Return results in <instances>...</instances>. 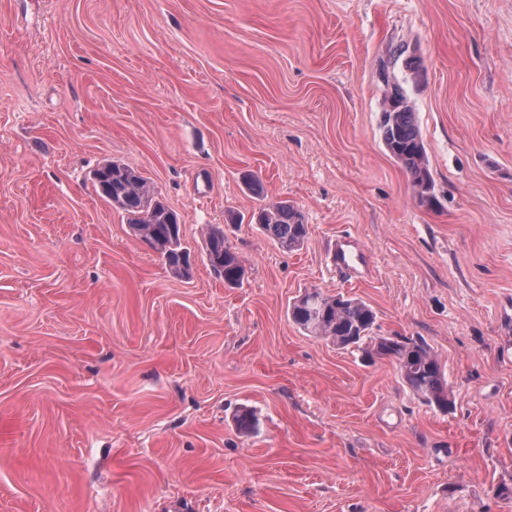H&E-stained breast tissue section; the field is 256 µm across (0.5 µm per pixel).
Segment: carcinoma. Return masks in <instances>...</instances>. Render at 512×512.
<instances>
[{"label": "carcinoma", "instance_id": "cac0c4a2", "mask_svg": "<svg viewBox=\"0 0 512 512\" xmlns=\"http://www.w3.org/2000/svg\"><path fill=\"white\" fill-rule=\"evenodd\" d=\"M380 129L383 144L390 155L399 162L412 184L414 198L421 205L433 203V177L424 142L414 121V112L407 97L397 91L381 114ZM112 194L121 202L120 212L129 224H136L134 217L153 210L152 229L155 235L166 240L174 239L166 264L181 275L190 267L188 252L180 238L177 214L146 185L130 180L129 166L113 163ZM256 223L275 244L291 251L301 247L308 236L302 212L291 202L283 200L259 209ZM206 259L212 270L230 286L240 284L245 268L229 246L224 230L212 227L205 237ZM292 321L311 336L325 339L340 347H357L372 357L388 360L399 369L402 380L423 403L441 411L452 406L448 385L442 366L434 351L423 341L407 336H379L376 313L365 302L340 294L327 295L314 288L293 303ZM238 430L245 434L255 431L257 418L248 407H241L235 414Z\"/></svg>", "mask_w": 512, "mask_h": 512}]
</instances>
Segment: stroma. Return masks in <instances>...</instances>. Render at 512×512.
I'll return each instance as SVG.
<instances>
[{
	"label": "stroma",
	"instance_id": "obj_1",
	"mask_svg": "<svg viewBox=\"0 0 512 512\" xmlns=\"http://www.w3.org/2000/svg\"><path fill=\"white\" fill-rule=\"evenodd\" d=\"M397 87L431 206L381 140ZM112 161L191 277L96 193ZM286 199L291 252L251 222ZM310 288L424 340L452 408L298 329ZM0 512H512V0H0ZM129 170L134 171L127 165L108 162L94 170L93 180L111 204L112 194L119 198L121 206L117 210L127 216L131 228L137 222L134 217L142 212L136 217L139 219V224H151V214L144 211H149L155 206L152 229L157 237L166 240L175 237V245L170 248L165 262L174 274L181 276L182 268H189L190 263L187 249L182 245L180 238L179 218L163 200L156 196L153 187L130 181ZM206 259L212 270L224 278L230 286L239 285L245 276V268L229 246L226 245L224 230L211 227L205 237ZM356 260L358 263L357 268L355 267ZM332 262L336 267V271L353 270V277H364L370 272L364 250L352 238L336 239L332 249Z\"/></svg>",
	"mask_w": 512,
	"mask_h": 512
}]
</instances>
